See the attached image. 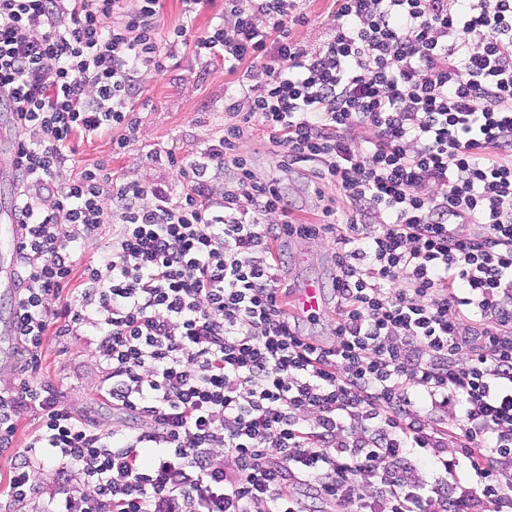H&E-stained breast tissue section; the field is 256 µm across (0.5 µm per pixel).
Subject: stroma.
Returning <instances> with one entry per match:
<instances>
[{"instance_id": "stroma-1", "label": "stroma", "mask_w": 512, "mask_h": 512, "mask_svg": "<svg viewBox=\"0 0 512 512\" xmlns=\"http://www.w3.org/2000/svg\"><path fill=\"white\" fill-rule=\"evenodd\" d=\"M232 81L220 62H209L193 48L180 49L166 62L165 70L147 78L141 97L133 105L134 130L121 154L112 152V135L104 133L88 141L75 142L73 158L77 166H98L117 178L165 182L179 186L181 177L167 158L182 159L195 153L198 145L223 135L231 117L224 110V90ZM275 147L261 128L245 130L238 151L246 156L255 174L277 181L288 196L293 215L299 221H321L325 207L343 209L340 192L327 186L316 190L302 174H283L275 167ZM275 250L285 260L282 279L293 288L308 283L324 291L320 320L304 323L303 328L320 339L330 338L335 304L332 280L335 275L329 241L293 237L278 240ZM96 338H53L45 348L41 375L53 382L61 400L77 409H86L93 419L111 423L112 408L96 398L104 370L94 355Z\"/></svg>"}]
</instances>
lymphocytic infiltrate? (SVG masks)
<instances>
[{"instance_id": "f902f5d3", "label": "lymphocytic infiltrate", "mask_w": 512, "mask_h": 512, "mask_svg": "<svg viewBox=\"0 0 512 512\" xmlns=\"http://www.w3.org/2000/svg\"><path fill=\"white\" fill-rule=\"evenodd\" d=\"M301 2L224 0L233 25L198 32L203 0L171 30L161 0H0L23 230L19 365L0 386L14 512H512V0H332L316 50ZM189 45L234 75V121L169 157L181 190L97 167L61 180L73 142L132 127L147 76ZM247 124L281 170L337 186L343 214L298 222L238 153ZM291 236L333 242L332 340L289 310L271 243ZM85 334L126 425L40 377L48 337ZM112 224H105L102 226V229L99 230V234L97 237L90 240L85 246V252L83 253L81 259L78 262V265L75 269V274H81L84 268V265L88 263L90 260H95L103 252L107 246L112 242Z\"/></svg>"}]
</instances>
